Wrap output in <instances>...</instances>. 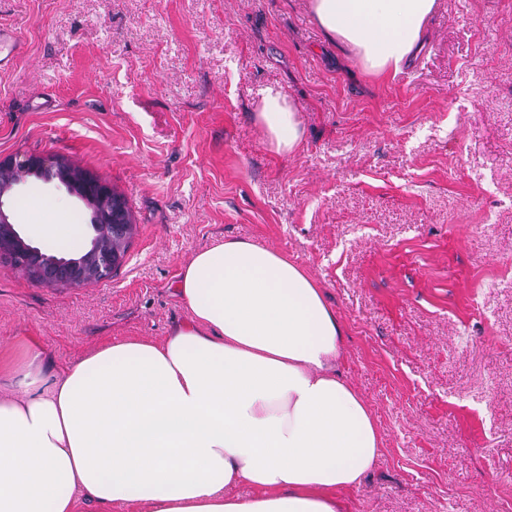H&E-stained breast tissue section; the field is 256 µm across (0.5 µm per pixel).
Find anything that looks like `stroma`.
<instances>
[{"label":"stroma","mask_w":512,"mask_h":512,"mask_svg":"<svg viewBox=\"0 0 512 512\" xmlns=\"http://www.w3.org/2000/svg\"><path fill=\"white\" fill-rule=\"evenodd\" d=\"M0 157L62 158L127 201L117 270L78 287L0 260V347L66 363L162 339L173 291L227 238L288 255L346 329L345 379L383 453L346 512H512V0H439L413 64L363 72L308 0H0ZM281 88L305 138L281 155L254 119ZM64 202L57 214L53 203ZM18 231L90 210L34 177ZM20 39L15 31L0 28V69L8 67L19 51ZM5 55V56H4Z\"/></svg>","instance_id":"35a3bbf8"}]
</instances>
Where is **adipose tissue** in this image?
<instances>
[{
  "instance_id": "adipose-tissue-1",
  "label": "adipose tissue",
  "mask_w": 512,
  "mask_h": 512,
  "mask_svg": "<svg viewBox=\"0 0 512 512\" xmlns=\"http://www.w3.org/2000/svg\"><path fill=\"white\" fill-rule=\"evenodd\" d=\"M309 7L364 72L394 75L437 0ZM254 117L277 153L305 138L274 88ZM174 292L190 317L162 340L109 341L66 364L27 336L0 350V512H344L381 437L341 375L344 328L321 285L281 252L227 239L196 251Z\"/></svg>"
}]
</instances>
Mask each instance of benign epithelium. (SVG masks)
Instances as JSON below:
<instances>
[{
  "mask_svg": "<svg viewBox=\"0 0 512 512\" xmlns=\"http://www.w3.org/2000/svg\"><path fill=\"white\" fill-rule=\"evenodd\" d=\"M35 177L56 181L91 210L90 247L78 257H58L27 243L15 228L5 207L16 187ZM112 187L88 174H76L68 163L34 154H15L0 159V257L11 258L25 268L38 270V277L53 271L57 283L76 286L95 279L112 266V252L104 244L112 240Z\"/></svg>",
  "mask_w": 512,
  "mask_h": 512,
  "instance_id": "7a95c632",
  "label": "benign epithelium"
}]
</instances>
